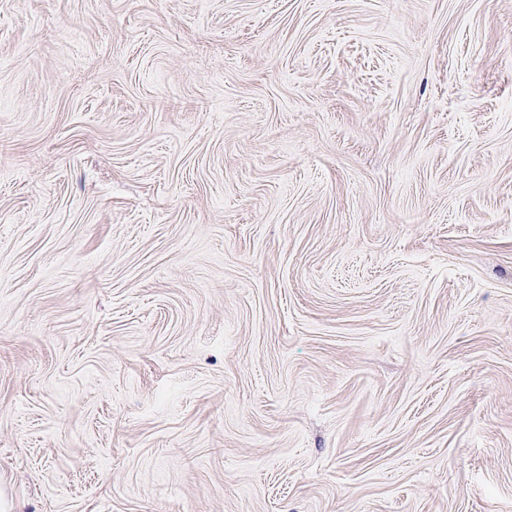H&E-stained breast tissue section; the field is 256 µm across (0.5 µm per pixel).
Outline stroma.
I'll return each mask as SVG.
<instances>
[{"instance_id":"35a3bbf8","label":"stroma","mask_w":512,"mask_h":512,"mask_svg":"<svg viewBox=\"0 0 512 512\" xmlns=\"http://www.w3.org/2000/svg\"><path fill=\"white\" fill-rule=\"evenodd\" d=\"M7 512H512V0H0Z\"/></svg>"}]
</instances>
